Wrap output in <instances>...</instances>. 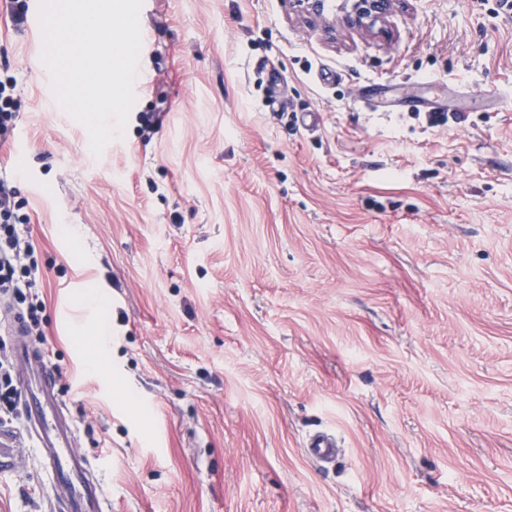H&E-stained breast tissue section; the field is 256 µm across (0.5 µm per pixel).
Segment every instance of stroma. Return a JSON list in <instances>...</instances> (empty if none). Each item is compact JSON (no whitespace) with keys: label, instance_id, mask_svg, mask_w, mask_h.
Instances as JSON below:
<instances>
[{"label":"stroma","instance_id":"stroma-1","mask_svg":"<svg viewBox=\"0 0 512 512\" xmlns=\"http://www.w3.org/2000/svg\"><path fill=\"white\" fill-rule=\"evenodd\" d=\"M347 2L143 0L149 81L97 157L0 0L29 341L109 512H512V11L397 0L355 31ZM18 446L0 512H48ZM340 444L334 434L318 432L309 435L305 442L306 455L320 464H332L338 456Z\"/></svg>","mask_w":512,"mask_h":512}]
</instances>
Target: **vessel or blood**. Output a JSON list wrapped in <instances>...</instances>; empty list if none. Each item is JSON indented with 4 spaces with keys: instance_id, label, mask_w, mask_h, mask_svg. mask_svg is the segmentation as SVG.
Masks as SVG:
<instances>
[{
    "instance_id": "vessel-or-blood-1",
    "label": "vessel or blood",
    "mask_w": 512,
    "mask_h": 512,
    "mask_svg": "<svg viewBox=\"0 0 512 512\" xmlns=\"http://www.w3.org/2000/svg\"><path fill=\"white\" fill-rule=\"evenodd\" d=\"M13 355L23 369L22 420L49 477L50 512H105L106 493L99 477L90 473L91 463L75 447L72 416L57 396V375L44 353L30 345L22 321L13 326ZM17 431L0 423V474L15 466ZM340 444L334 434L318 432L305 442L306 455L321 464L334 463Z\"/></svg>"
}]
</instances>
